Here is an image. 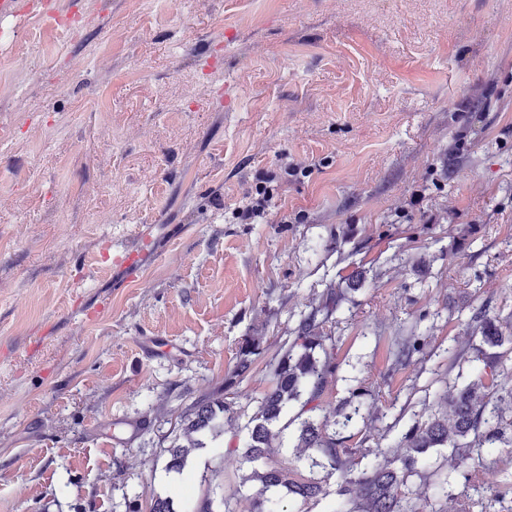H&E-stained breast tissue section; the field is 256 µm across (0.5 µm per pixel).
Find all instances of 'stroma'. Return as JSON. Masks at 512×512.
<instances>
[{
	"label": "stroma",
	"mask_w": 512,
	"mask_h": 512,
	"mask_svg": "<svg viewBox=\"0 0 512 512\" xmlns=\"http://www.w3.org/2000/svg\"><path fill=\"white\" fill-rule=\"evenodd\" d=\"M28 2L0 18V512H185L212 492L251 512L242 427L332 286L322 406L371 391L350 447L449 415L471 308L512 329V0H57L75 33ZM292 162L315 169L281 177ZM265 174V223H236ZM415 331L424 353L393 369ZM247 335L263 352L237 378ZM205 396L230 403L236 451L166 473ZM453 464L431 451L409 482L432 512L468 492ZM476 466L511 502L512 455Z\"/></svg>",
	"instance_id": "obj_1"
}]
</instances>
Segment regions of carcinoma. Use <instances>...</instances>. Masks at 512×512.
Instances as JSON below:
<instances>
[{
    "instance_id": "carcinoma-1",
    "label": "carcinoma",
    "mask_w": 512,
    "mask_h": 512,
    "mask_svg": "<svg viewBox=\"0 0 512 512\" xmlns=\"http://www.w3.org/2000/svg\"><path fill=\"white\" fill-rule=\"evenodd\" d=\"M343 292L329 288L319 303L304 315L293 330V340L283 355L270 364V388L258 401L243 429L244 462L251 466L247 482L259 485L253 497L252 512H288L284 500L317 501L326 494L324 483L336 478L343 509L339 512H427L428 503L418 502L406 490L409 478L418 473V465L433 448H449L455 456L467 484L476 492L478 501L500 502L499 490L484 484L479 471L469 461L481 455L484 448L499 444L512 447V416L505 415L496 393L503 388L497 370L500 356L495 349L512 344V336L504 335L495 320L482 308L476 309L470 321L480 333L482 346L477 360L482 366L466 384H453L444 394L452 420L431 415L409 428L397 447L401 453L388 456L381 450H366L367 460L359 475L349 469L353 449L347 442L359 426H367L364 383L348 389L349 396L336 413H322L321 400L328 380L337 377V338L328 323L336 313ZM426 337L411 335L398 342L395 366H405L422 353ZM260 340L245 336L239 343L240 363L237 375L244 374L250 358L260 354ZM293 416H288V413ZM231 413L221 397L197 400L180 416L177 433L166 452L168 473L181 472L193 450L206 447V441L224 436V416ZM297 424L296 447L304 449L297 463L288 467L269 463L271 441L279 435L274 426L282 418ZM309 473L301 475V470ZM476 501V502H478ZM471 497L460 501L459 512H474ZM185 512H231L224 498H203Z\"/></svg>"
}]
</instances>
